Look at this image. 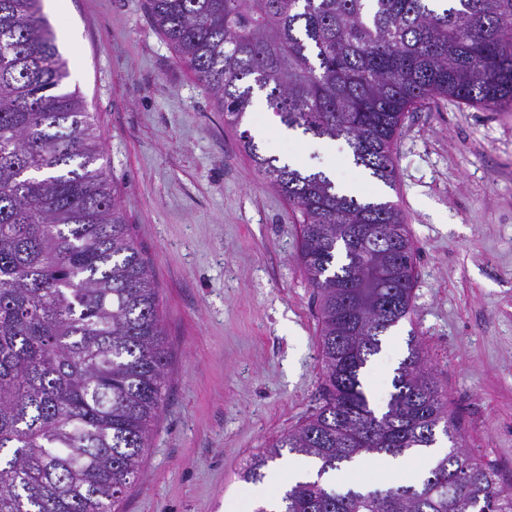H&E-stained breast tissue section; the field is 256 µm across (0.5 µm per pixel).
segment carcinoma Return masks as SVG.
Wrapping results in <instances>:
<instances>
[{
	"label": "carcinoma",
	"mask_w": 512,
	"mask_h": 512,
	"mask_svg": "<svg viewBox=\"0 0 512 512\" xmlns=\"http://www.w3.org/2000/svg\"><path fill=\"white\" fill-rule=\"evenodd\" d=\"M41 0H0V512H121L162 406L159 289L137 247ZM155 27L238 127L257 94L289 129L344 140L389 186L405 113L435 98L512 106V0H147ZM239 146L300 218L297 260L319 313L324 402L255 456L288 449L318 478L273 511L512 512V485L462 449L457 419L410 334L387 408L362 383L415 308L417 248L401 210L329 175ZM447 438L417 485L322 481L370 455Z\"/></svg>",
	"instance_id": "cac0c4a2"
}]
</instances>
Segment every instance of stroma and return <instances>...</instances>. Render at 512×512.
Masks as SVG:
<instances>
[{
  "label": "stroma",
  "instance_id": "stroma-1",
  "mask_svg": "<svg viewBox=\"0 0 512 512\" xmlns=\"http://www.w3.org/2000/svg\"><path fill=\"white\" fill-rule=\"evenodd\" d=\"M47 24L79 92L141 250L168 336L165 401L122 512H249L271 478L249 458L323 402L313 289L287 200L239 148L320 168L363 199L398 204L418 250L415 311L382 341L364 383L385 410L416 333L463 448L512 481V109L434 99L406 113L387 187L344 141L282 125L257 99L225 125L155 28L146 0H68Z\"/></svg>",
  "mask_w": 512,
  "mask_h": 512
}]
</instances>
